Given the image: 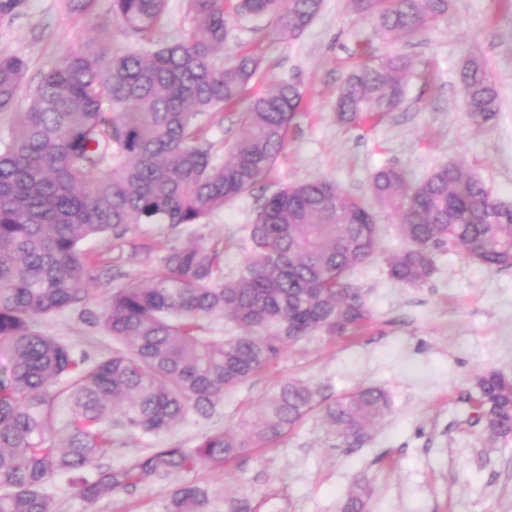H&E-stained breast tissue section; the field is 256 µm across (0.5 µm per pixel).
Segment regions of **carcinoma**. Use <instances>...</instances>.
I'll use <instances>...</instances> for the list:
<instances>
[{
	"label": "carcinoma",
	"instance_id": "carcinoma-1",
	"mask_svg": "<svg viewBox=\"0 0 512 512\" xmlns=\"http://www.w3.org/2000/svg\"><path fill=\"white\" fill-rule=\"evenodd\" d=\"M129 47L110 46L109 25L65 52L19 107L27 71L0 51V512H53L50 488L74 475L91 506L154 479L224 465L288 433L316 403L317 390L287 379L239 426L205 433L192 448L137 451L119 469L101 460L119 436L157 438L193 417L209 421L224 396L248 384L288 348L316 336L363 332L372 314L352 272L380 249L373 208L326 180L297 182L262 199L246 225L247 256L224 277L219 253L201 243L170 247L161 272L107 291L100 319L112 339L91 355L42 330L43 319L81 311L97 266L81 243L121 238L134 224H203L273 169L302 108L297 84L247 94L259 59L242 52L218 63L230 18L269 17L283 39L302 32L321 0H188L189 26L169 42L156 31L166 0H111ZM397 39L415 38L448 11V0H351ZM409 62L367 58L342 84L335 117L374 120L403 102ZM474 126L495 118L499 92L484 62L459 75ZM242 108V134L224 158L204 127ZM112 112V118L105 111ZM376 205L395 215L410 247L386 257L388 276L424 285L435 253L457 249L489 270L512 269V205L491 197L457 163L416 180L397 166L373 173ZM232 332L219 335L221 326ZM466 397L491 438L512 435V376L485 369ZM69 417L57 423V411ZM390 410L376 386L326 404L323 420L343 444H362ZM372 486L356 479L339 512H365ZM159 512H253L199 482L173 484Z\"/></svg>",
	"mask_w": 512,
	"mask_h": 512
}]
</instances>
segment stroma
Here are the masks:
<instances>
[{
	"label": "stroma",
	"mask_w": 512,
	"mask_h": 512,
	"mask_svg": "<svg viewBox=\"0 0 512 512\" xmlns=\"http://www.w3.org/2000/svg\"><path fill=\"white\" fill-rule=\"evenodd\" d=\"M110 0L76 13L67 0H22L0 18V50L27 63L33 90L58 56L83 46ZM260 57L255 86L299 84L305 106L284 151L262 185L227 204L208 223L174 227L139 224L124 238L98 236L83 251L101 275L121 268L146 279L160 268V246L203 241L224 250V272L246 255L243 228L258 199L296 181L330 179L347 195L370 200L373 172L398 166L420 179L437 164L456 162L512 203V0H448V11L412 41L384 36L375 20L348 0H322L312 22L279 38L266 18L232 20L224 54ZM400 55L411 67L402 105L376 125H344L333 114L339 87L366 55ZM482 55L500 91L495 118L471 126L464 114L459 70ZM381 253L353 275L373 318L359 336H321L293 346L269 371L227 397L207 423L189 420L163 445L194 447L201 434L236 425L284 379H300L334 399L362 385L385 390L391 409L365 442L349 448L331 435L314 408L271 447L240 457L217 474L200 468L187 482H207L227 496H246L255 512H337L353 480H368V512H512V438L492 439L474 423L465 400L471 376L495 368L512 376V269L488 270L464 252L441 250L435 271L412 288L391 280L385 256L403 248L394 216L379 212ZM48 334L77 348L105 349L102 325L65 311L43 322ZM165 487L151 480L135 491L104 495L86 507L68 482L53 489L55 512H156Z\"/></svg>",
	"instance_id": "35a3bbf8"
}]
</instances>
